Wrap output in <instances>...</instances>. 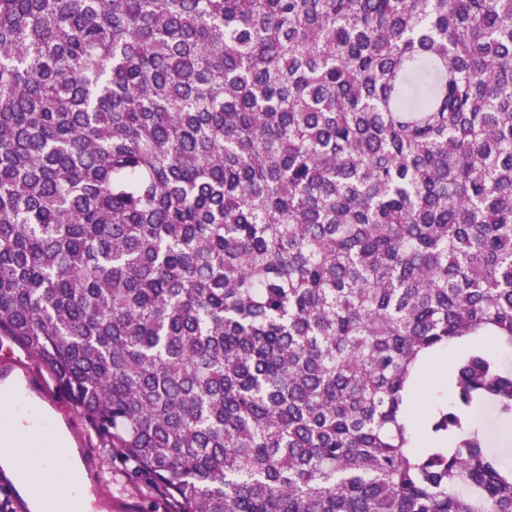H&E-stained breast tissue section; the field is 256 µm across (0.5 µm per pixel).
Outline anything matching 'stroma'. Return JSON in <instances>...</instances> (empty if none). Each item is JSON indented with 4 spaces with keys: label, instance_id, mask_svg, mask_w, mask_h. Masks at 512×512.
Instances as JSON below:
<instances>
[{
    "label": "stroma",
    "instance_id": "35a3bbf8",
    "mask_svg": "<svg viewBox=\"0 0 512 512\" xmlns=\"http://www.w3.org/2000/svg\"><path fill=\"white\" fill-rule=\"evenodd\" d=\"M15 381L41 413L44 438L65 433L86 477L92 512H173L166 490L149 483L103 449L97 448L81 416L53 386L44 370L9 341L0 342V384Z\"/></svg>",
    "mask_w": 512,
    "mask_h": 512
}]
</instances>
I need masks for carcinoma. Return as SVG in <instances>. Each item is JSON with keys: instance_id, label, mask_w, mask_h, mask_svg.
Segmentation results:
<instances>
[{"instance_id": "1", "label": "carcinoma", "mask_w": 512, "mask_h": 512, "mask_svg": "<svg viewBox=\"0 0 512 512\" xmlns=\"http://www.w3.org/2000/svg\"><path fill=\"white\" fill-rule=\"evenodd\" d=\"M0 338L178 512H512V0H0ZM482 421L488 430L491 440L492 448L500 454L501 458L512 465V439L510 437L505 440L500 434L499 421L496 418L494 411L487 408L483 415Z\"/></svg>"}]
</instances>
